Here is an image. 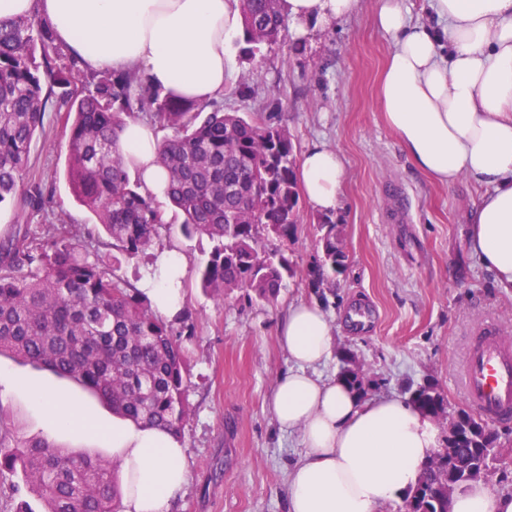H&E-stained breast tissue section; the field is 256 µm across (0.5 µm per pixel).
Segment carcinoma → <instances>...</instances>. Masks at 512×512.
<instances>
[{"label":"carcinoma","mask_w":512,"mask_h":512,"mask_svg":"<svg viewBox=\"0 0 512 512\" xmlns=\"http://www.w3.org/2000/svg\"><path fill=\"white\" fill-rule=\"evenodd\" d=\"M242 38L251 56L285 44L288 18L278 0H239ZM57 112L72 119L66 175L75 199L97 224L85 229L94 251L134 258L172 229L166 211L130 177L117 142L128 118L147 115L171 135L160 156L166 197L184 214L186 236L214 242L196 274L217 302L235 291L248 302L275 298L296 269L282 248L303 223L296 154L288 131L272 117L245 118L214 104L174 100L139 72H86L78 58L54 42L50 25L18 16L0 22V205L17 197L30 209L45 204L43 190L23 188L29 149L54 89ZM318 252L304 270L307 287H336L347 259L341 225L317 216ZM186 310L157 314L136 285L90 255L69 224L36 234L25 226L0 240V355L44 366L92 392L112 413L144 427L181 436L189 417L187 356L180 336ZM340 376L363 392L365 369L341 358ZM411 401L452 425L447 447L462 468L490 469L487 449L497 437L475 415L452 408L435 386L423 385ZM445 470L425 468L413 512H448V498L431 495ZM0 474L19 478L0 486L8 507L25 492L42 512H115L118 478L107 460L74 452L48 439L28 438L0 407Z\"/></svg>","instance_id":"carcinoma-1"}]
</instances>
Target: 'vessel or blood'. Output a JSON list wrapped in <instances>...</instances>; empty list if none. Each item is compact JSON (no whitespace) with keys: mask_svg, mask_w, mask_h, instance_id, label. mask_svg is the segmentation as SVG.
Instances as JSON below:
<instances>
[{"mask_svg":"<svg viewBox=\"0 0 512 512\" xmlns=\"http://www.w3.org/2000/svg\"><path fill=\"white\" fill-rule=\"evenodd\" d=\"M457 383L467 404L484 420L512 423V331L494 319L480 323Z\"/></svg>","mask_w":512,"mask_h":512,"instance_id":"1","label":"vessel or blood"}]
</instances>
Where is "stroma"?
I'll list each match as a JSON object with an SVG mask.
<instances>
[{
    "mask_svg": "<svg viewBox=\"0 0 512 512\" xmlns=\"http://www.w3.org/2000/svg\"><path fill=\"white\" fill-rule=\"evenodd\" d=\"M390 48L364 11L301 44L292 41L253 58L239 47L233 52L219 100L225 111L248 118L272 114L297 153L318 143L343 153L345 182L336 217L348 267L335 287L319 295L297 276L271 302L232 295L218 303L195 276L213 247L207 236L174 232L154 241L153 250L173 248L186 261L185 305L195 325L183 339L190 415L181 441L190 478L173 512H287V472L303 448L298 433L278 427L266 399L290 367L275 330L291 300H319L339 324L337 349L320 374L338 375L342 356L353 354L371 380V398L407 399L432 384L452 407H461L456 378L469 329L490 316L512 328V292L495 285L467 246V215L481 188L465 178L452 187L432 181L409 162L382 120L378 84ZM243 80L249 89L242 94L237 87ZM68 136L63 118L46 113L43 131L31 142L24 182L40 184L49 203L45 211L21 217L12 206L0 207V234L19 218L32 225L59 219L78 230L94 223L66 180ZM394 188L404 199V224L386 219ZM359 305L372 311V327H352L350 314ZM37 390L47 401L75 402L85 421L111 432L113 415L94 394L47 369L0 356V407L26 436L113 460L111 439L60 426L46 402L34 399Z\"/></svg>",
    "mask_w": 512,
    "mask_h": 512,
    "instance_id": "stroma-1",
    "label": "stroma"
}]
</instances>
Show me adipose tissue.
<instances>
[{"mask_svg":"<svg viewBox=\"0 0 512 512\" xmlns=\"http://www.w3.org/2000/svg\"><path fill=\"white\" fill-rule=\"evenodd\" d=\"M295 38L371 5L391 41L378 103L418 170L451 186L467 178L483 193L469 213L470 249L499 287L512 289V0H432V20L414 19L403 0H279ZM46 20L91 72L138 71L163 93L208 103L224 93L229 49L242 29L237 0H0V20ZM119 147L158 201L167 174L152 125L128 121ZM345 164L316 144L298 167L301 190L320 213L337 211ZM158 274L138 283L157 311L183 304L186 265L162 251ZM338 333L319 303L295 301L275 338L288 372L269 408L304 448L286 481L288 512H381L404 499L441 445L436 420L397 395L363 398L343 378H324ZM112 446L123 512H171L189 481L180 440L117 416ZM448 512H512V494L475 482L456 491Z\"/></svg>","mask_w":512,"mask_h":512,"instance_id":"adipose-tissue-1","label":"adipose tissue"}]
</instances>
